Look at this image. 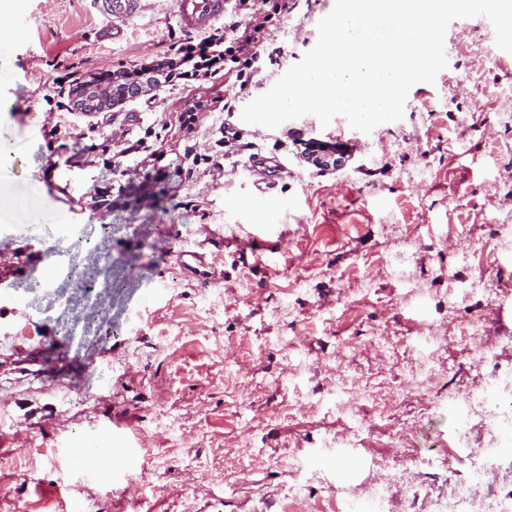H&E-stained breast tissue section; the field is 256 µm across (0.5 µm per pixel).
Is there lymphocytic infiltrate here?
<instances>
[{"instance_id": "obj_1", "label": "lymphocytic infiltrate", "mask_w": 512, "mask_h": 512, "mask_svg": "<svg viewBox=\"0 0 512 512\" xmlns=\"http://www.w3.org/2000/svg\"><path fill=\"white\" fill-rule=\"evenodd\" d=\"M287 11L288 0H274L272 12L268 15L253 12L252 0H235L232 9L234 19L228 29H214L186 41L176 52L158 54L151 62L139 63L123 71L90 74L71 67L63 74L62 80L71 91L92 81L116 98L125 97L135 88L149 95L164 88H193L229 77L243 89L251 84L254 77L252 65L264 44L272 14ZM229 29L237 31V38L227 39L225 32Z\"/></svg>"}]
</instances>
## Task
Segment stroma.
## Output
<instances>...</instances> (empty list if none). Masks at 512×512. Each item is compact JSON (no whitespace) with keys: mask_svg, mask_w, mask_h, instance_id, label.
Returning a JSON list of instances; mask_svg holds the SVG:
<instances>
[{"mask_svg":"<svg viewBox=\"0 0 512 512\" xmlns=\"http://www.w3.org/2000/svg\"><path fill=\"white\" fill-rule=\"evenodd\" d=\"M335 0H290L270 22L257 73L234 111L203 102L224 84L159 91L128 101L103 133L161 135L168 177L117 158L84 163L83 192L48 179L50 166L88 151L75 138L49 147L65 120L79 130L98 113L49 111L53 79L65 67L126 70L188 39L170 0H152L124 40L101 41L92 0H0V133L21 140L16 172L33 191L17 211L67 216L112 256V281L96 306L58 277L53 296L15 303L18 279L35 284L46 241L25 224L0 228V512H69L70 500L100 512H347L373 485L386 486L395 512H444L449 483L480 472V497L512 495V460L476 456L493 428L455 431L448 399L465 401L495 377L512 378V254L496 251L512 230V53L499 49L486 17L450 23L448 66L435 83L414 85L401 120L365 133L341 115L329 125L306 115L269 129L245 123L243 108L318 40ZM197 110L193 137L180 114ZM234 149L220 151L223 129ZM346 144L344 167L319 169L300 140ZM215 155L192 164L184 149ZM269 168L262 190L253 161ZM109 225L100 237L101 225ZM204 254L205 277L181 270V239ZM403 256L405 274L395 271ZM484 279L489 291L454 302L449 276ZM88 327L68 336L75 319ZM112 324L100 338L99 321ZM484 321L482 337L466 335ZM177 338L159 348L157 334ZM431 339L432 376L419 392L416 344ZM182 428L152 489L100 465L115 443L140 448V428L159 412ZM85 445L70 448L74 434ZM337 445L325 447L326 435ZM314 477L297 488L293 465Z\"/></svg>","mask_w":512,"mask_h":512,"instance_id":"obj_1","label":"stroma"}]
</instances>
